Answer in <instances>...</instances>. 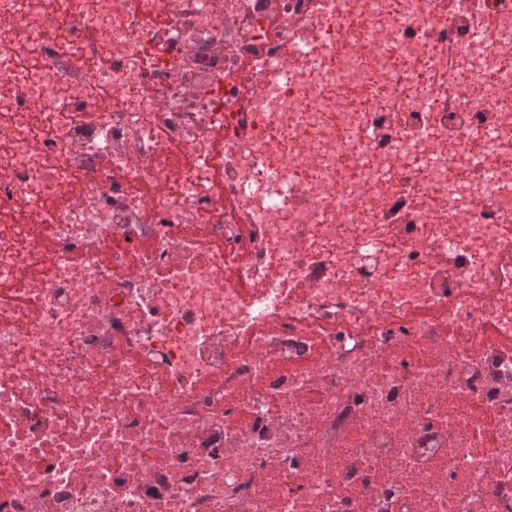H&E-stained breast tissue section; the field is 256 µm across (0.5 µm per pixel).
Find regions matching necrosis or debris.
Wrapping results in <instances>:
<instances>
[{"instance_id":"1","label":"necrosis or debris","mask_w":512,"mask_h":512,"mask_svg":"<svg viewBox=\"0 0 512 512\" xmlns=\"http://www.w3.org/2000/svg\"><path fill=\"white\" fill-rule=\"evenodd\" d=\"M54 3L0 0V512H512V0Z\"/></svg>"}]
</instances>
